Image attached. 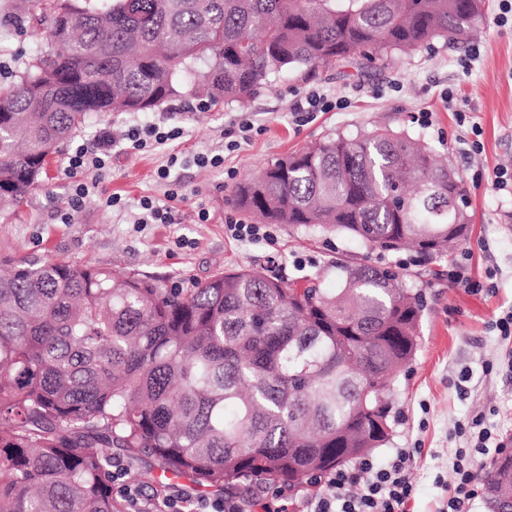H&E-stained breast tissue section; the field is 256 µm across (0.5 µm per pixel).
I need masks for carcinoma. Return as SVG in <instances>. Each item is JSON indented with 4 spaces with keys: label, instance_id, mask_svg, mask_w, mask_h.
<instances>
[{
    "label": "carcinoma",
    "instance_id": "carcinoma-1",
    "mask_svg": "<svg viewBox=\"0 0 512 512\" xmlns=\"http://www.w3.org/2000/svg\"><path fill=\"white\" fill-rule=\"evenodd\" d=\"M484 0H15L37 38L0 86V205L17 206L95 112L187 94L245 105L273 75L469 40ZM461 178L423 137L335 133L242 180L264 224L434 262L464 239ZM298 286L222 271L190 290L65 262L0 279V512H128L112 486L293 490L386 445L422 294L364 257ZM512 509V455L483 476Z\"/></svg>",
    "mask_w": 512,
    "mask_h": 512
}]
</instances>
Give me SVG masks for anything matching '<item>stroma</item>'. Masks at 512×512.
<instances>
[{"instance_id":"35a3bbf8","label":"stroma","mask_w":512,"mask_h":512,"mask_svg":"<svg viewBox=\"0 0 512 512\" xmlns=\"http://www.w3.org/2000/svg\"><path fill=\"white\" fill-rule=\"evenodd\" d=\"M499 12L500 0H486L477 34L468 44L452 47L440 41L433 51L380 60L365 72L344 62L309 75L279 76L244 107L221 103L200 111L197 97L185 96L146 114H93L89 124L52 157L26 200L0 212V274L23 259L37 264L65 260L157 276L171 288L190 289L234 268L275 273L290 282L321 272L324 287L332 288L337 261L364 255L353 239L318 229L295 233L274 224L273 244L236 240L225 227L226 216H243L229 201L232 190L268 163L330 134L356 135L385 126L422 135L447 156L464 182L471 222L451 260L466 263L481 289L449 287L447 266L433 271L414 265L412 252L386 254L385 263L425 293L427 307L416 358L394 385L399 423L389 445L375 449L373 456L380 461L391 449H416L411 471L415 492L406 512H438L446 496L444 486L452 481L455 451L468 445L456 425L466 422L470 413L482 412L512 438V376L500 364L512 352V342L492 329L498 316L512 310V195L476 180L477 173L512 167V20L496 24ZM19 28L12 0H0V64L5 67L0 84L15 81L19 71ZM311 89L340 105L296 122L293 105ZM448 90L456 101L452 109L443 100ZM461 110L480 128L481 155H468L461 142ZM422 112L431 113V125L419 122ZM170 115L183 129L180 138L136 153L120 145L130 121L157 123ZM244 122L252 125L246 136L239 131ZM104 127L118 143L99 185L101 196L71 212L73 181L63 173L65 159L75 145L92 146ZM231 139L238 142L232 150L226 147ZM199 153L223 155L224 164H191V157ZM174 155L186 163L170 167V177L181 191L168 202L158 172L169 167ZM109 195L120 198L121 209L101 204V197ZM146 196L168 202L171 223H139L140 201ZM202 209L210 213L205 224L197 219ZM66 213L71 219L65 223L61 217Z\"/></svg>"}]
</instances>
